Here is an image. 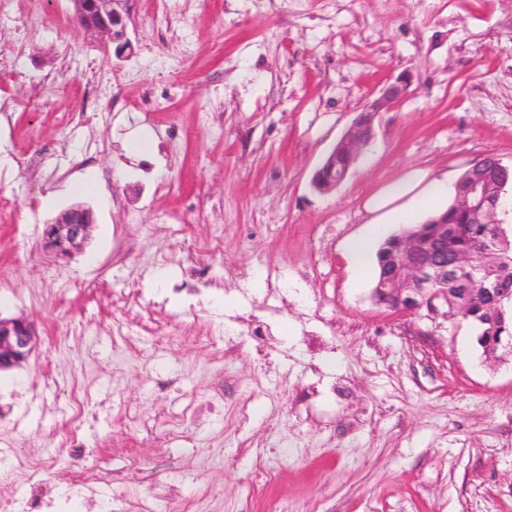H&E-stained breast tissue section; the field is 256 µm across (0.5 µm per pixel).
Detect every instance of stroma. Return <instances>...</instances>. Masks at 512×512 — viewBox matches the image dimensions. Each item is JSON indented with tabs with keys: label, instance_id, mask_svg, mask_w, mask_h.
I'll use <instances>...</instances> for the list:
<instances>
[{
	"label": "stroma",
	"instance_id": "obj_1",
	"mask_svg": "<svg viewBox=\"0 0 512 512\" xmlns=\"http://www.w3.org/2000/svg\"><path fill=\"white\" fill-rule=\"evenodd\" d=\"M106 59L70 0H11L0 43V316L36 350L0 371V479L29 512H512V354L485 358L446 306L376 304L350 240L367 203L414 171L512 166V0H126ZM348 177L314 172L400 74ZM147 143L135 152L133 141ZM95 173L105 192L68 194ZM95 223L67 262L45 224ZM200 301L174 293L186 243ZM95 280L92 297L79 291ZM141 289V306H113ZM263 349L225 342L252 323ZM88 399L78 441L68 398ZM251 422L240 428L242 405ZM86 475L80 498L64 479Z\"/></svg>",
	"mask_w": 512,
	"mask_h": 512
}]
</instances>
